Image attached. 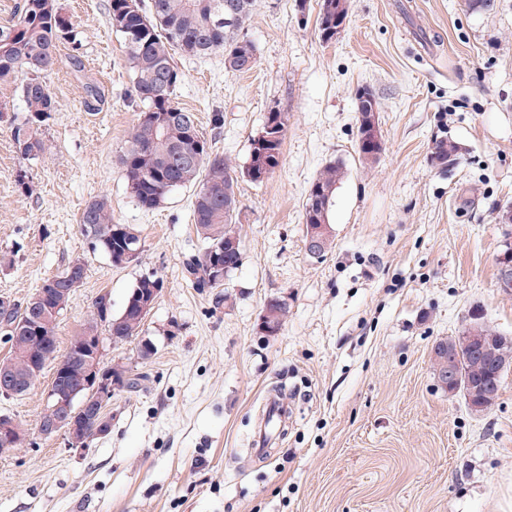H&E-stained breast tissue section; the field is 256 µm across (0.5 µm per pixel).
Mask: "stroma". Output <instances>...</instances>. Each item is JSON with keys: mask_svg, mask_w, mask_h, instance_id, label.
Segmentation results:
<instances>
[{"mask_svg": "<svg viewBox=\"0 0 512 512\" xmlns=\"http://www.w3.org/2000/svg\"><path fill=\"white\" fill-rule=\"evenodd\" d=\"M73 28L42 79L57 109L49 148L23 159L10 122L23 116L18 72L0 80V297L22 303L77 258L83 284L58 318L66 352L100 291L120 313L137 279L164 290L143 327L154 351L109 344L105 364L141 377L117 392L108 434L77 451L38 432L54 369L0 415L27 431L0 454V512H512V371L489 412L448 394L432 367L438 340L480 322L512 338V288L501 258L512 224V0L490 11L468 0H350L336 40L317 37L320 0H259L242 35L246 72L220 53L177 57L176 103L196 113L212 150L236 168L268 112L288 115L280 168L240 179L242 259L224 281L230 304L182 277L201 252L196 186L157 208L130 195L119 162L143 110L110 0H55ZM101 100L86 103V85ZM375 93L384 151L356 152V93ZM224 123L214 127L212 117ZM460 153L440 168L442 138ZM332 245L306 250L303 204L330 163ZM31 192H24L22 183ZM107 197L141 247L117 265L81 232L85 206ZM288 303L278 335L260 332L273 298ZM281 389L288 420L268 453L251 441L264 401Z\"/></svg>", "mask_w": 512, "mask_h": 512, "instance_id": "obj_1", "label": "stroma"}]
</instances>
